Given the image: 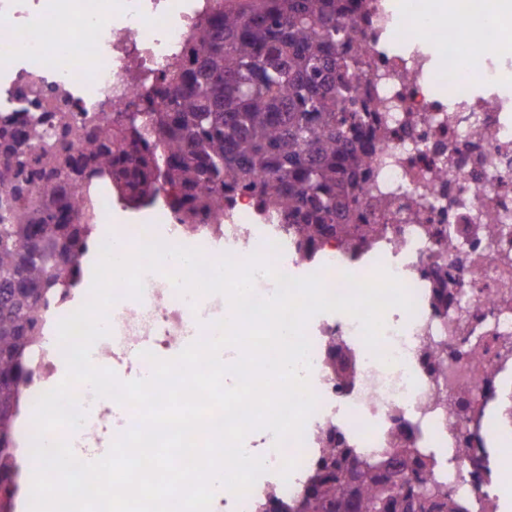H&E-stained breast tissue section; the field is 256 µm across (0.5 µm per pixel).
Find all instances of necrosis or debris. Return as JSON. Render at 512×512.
<instances>
[{
	"label": "necrosis or debris",
	"instance_id": "obj_1",
	"mask_svg": "<svg viewBox=\"0 0 512 512\" xmlns=\"http://www.w3.org/2000/svg\"><path fill=\"white\" fill-rule=\"evenodd\" d=\"M210 2L0 0V126L38 125L41 139L24 145L35 156L54 142L58 121L79 127L89 117L110 123L146 111L164 71L184 61L188 36ZM493 2L455 0L443 15L423 10L419 0L393 9L368 0L347 20L367 151L351 221L385 227L363 264L349 262L337 239L319 241L314 259L304 260L283 224L260 215L242 193L230 211L194 229L156 210L164 241L195 247L212 240L240 260L252 245L276 243L279 271L321 274L337 293L347 289L344 274L368 279L382 267L416 304L411 316L387 311L380 359L352 317L321 313L308 321L318 405L303 442L275 454L245 498L215 499L214 512H256L270 493L300 497L330 430L371 456L399 448L403 425L417 447L434 449L432 477L447 483L449 498L469 512H502L499 466L512 454L498 411L499 388L512 380V83L498 64L512 63V43L498 33ZM70 195L90 226L92 250L110 236L139 243L133 229L113 225L106 185L78 180ZM378 198L384 207H375ZM107 324L109 335L94 344L102 368L136 351L175 352L197 331L186 297L164 277L146 284L141 298L119 296ZM339 339L357 356L353 376L327 368V349ZM436 349L447 369H436ZM62 359L61 351L38 346L22 385L28 403ZM127 428L112 404L99 406L82 426L77 458Z\"/></svg>",
	"mask_w": 512,
	"mask_h": 512
}]
</instances>
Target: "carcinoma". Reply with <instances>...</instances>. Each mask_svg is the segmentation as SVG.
Returning a JSON list of instances; mask_svg holds the SVG:
<instances>
[{"label":"carcinoma","mask_w":512,"mask_h":512,"mask_svg":"<svg viewBox=\"0 0 512 512\" xmlns=\"http://www.w3.org/2000/svg\"><path fill=\"white\" fill-rule=\"evenodd\" d=\"M356 0H224L195 26L188 63H176L156 90L164 106L103 128L92 126L81 153L18 150L21 134L0 127V512H14L11 462L20 384L43 334L38 310L72 287L89 225L68 201V182L108 176L133 207L167 190L180 224H198L224 207V192L249 193L256 209L292 227L312 257L316 241L338 238L355 254L381 233L349 224L365 162L352 105L353 37L345 18ZM47 181L37 203L28 177ZM330 366L352 368L346 347L328 349ZM317 459L302 498L288 512H465L431 480L432 462L416 448L379 460L363 457L339 433ZM411 473L406 478L405 473Z\"/></svg>","instance_id":"1"}]
</instances>
